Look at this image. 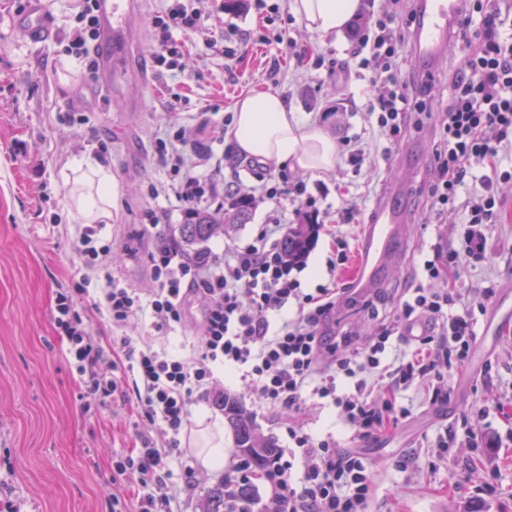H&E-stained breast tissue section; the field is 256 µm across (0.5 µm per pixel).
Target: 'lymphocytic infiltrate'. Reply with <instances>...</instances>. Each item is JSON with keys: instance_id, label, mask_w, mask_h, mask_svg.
<instances>
[{"instance_id": "obj_1", "label": "lymphocytic infiltrate", "mask_w": 512, "mask_h": 512, "mask_svg": "<svg viewBox=\"0 0 512 512\" xmlns=\"http://www.w3.org/2000/svg\"><path fill=\"white\" fill-rule=\"evenodd\" d=\"M393 5L363 29L352 57L370 72L368 115L390 142H401L413 130L431 131L433 178L419 193L435 218L463 211L467 228L459 246H432L419 284L400 299L396 320L377 324L361 347L345 351L327 331L345 291L302 287L281 252V217L219 258L208 251L188 254L175 237L157 233V211H145L141 226L154 235L147 254L148 295L111 277L95 303L119 332L111 350L94 342L75 309L74 295L86 293V286L59 290L53 309L62 352L85 377L88 397L103 408L117 401L134 404L137 418L153 428L149 434L135 431L137 447L112 459L114 474L138 477L133 489L113 494L112 512H173L168 459L191 423L193 394L209 392L215 364L242 367L244 391L273 410L298 413L309 399L329 400L337 421L359 439L409 416L397 395L414 381L430 384L432 401L448 398L451 371L469 357L475 313L495 294L490 287L476 293L459 288L446 278L460 264L487 259L482 228L498 223L501 212L493 187L512 180V167L502 165L512 156V0H463L453 37L464 60L451 77L453 92L443 108L435 107L429 84H412L401 72L419 0ZM201 17L195 0H167L153 17L158 35L151 59L157 72L176 68L182 47L177 37L200 33ZM190 139L185 127L167 128L157 153L173 180L148 189L188 210L210 204L213 189L188 152ZM192 296L202 303L205 333L191 359L127 335L141 316L156 335H167L182 324ZM283 309L291 317L271 328L269 313ZM288 435L293 446L287 458L274 462L279 512H367L372 465L359 449L340 447L330 434L313 435L294 420Z\"/></svg>"}]
</instances>
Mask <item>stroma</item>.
Segmentation results:
<instances>
[{"mask_svg":"<svg viewBox=\"0 0 512 512\" xmlns=\"http://www.w3.org/2000/svg\"><path fill=\"white\" fill-rule=\"evenodd\" d=\"M267 2L280 9L270 21L247 7L232 11L219 0H199L215 50L206 49L200 37L187 39L179 68L155 75L150 90L138 88L133 74H126V93L136 102L128 112L109 100L91 108L82 104L86 68L82 60L62 53L79 24L72 0H50L55 33L38 44L26 43L11 24L21 0H0V499L16 512H112V458L132 446L128 407L89 405L84 383L62 355L51 321L57 289L75 287L86 271L69 189L59 172L75 157L99 153V141L108 144L101 155L117 195L112 222L101 233L102 242L112 246V260L96 272L97 288L112 276L143 292L150 288L147 244L138 238L145 210L161 213V233H178L185 221L175 200L154 198L147 191L149 183L172 179L155 153L169 123L201 128V172L254 199L246 223L204 241L205 249L223 254L225 247L249 241L270 223L273 204L256 200L263 165L234 154L224 138V121L235 101L253 89L279 92L289 108L326 126L336 139L358 135L370 144L357 164L341 156L327 173L282 168L289 181L301 180L309 191L323 192L319 220L330 229L308 254L298 275L302 287L344 283L346 267L333 273L327 269L333 238L342 236L356 246L361 223L376 198L387 192H395L413 226L395 267L369 296L380 312L397 314L404 290L419 281L422 250L457 241L464 228V215L457 211L449 213L446 223L426 222L418 189L432 161L429 137L413 133L388 144L366 117L368 72L356 68L338 82L324 68L348 59L359 31L373 15L391 10V0H360L349 29L327 39L298 21L290 0ZM282 33L288 44L278 43ZM461 63L452 45L433 67L420 66L412 55L403 67L432 77L431 97L443 103L451 93L444 74ZM496 191L502 208L498 223L486 227L491 254L485 261L460 265L452 279L464 288H495L502 309L491 321L477 314L470 356L452 373L448 401L431 403L422 387L412 386L399 396L411 414L398 428L356 441L337 426L334 408L326 401H308L299 416L306 431L333 433L342 445L361 448L371 461V512H512V182L498 184ZM345 200L360 208L351 224L339 223L336 215ZM213 388L243 396L237 375L227 370H215ZM243 398L260 435L273 438L281 450L291 448L287 411ZM480 406L488 407V414L477 415ZM464 422L483 430L490 446L477 452L464 447L454 458H440L434 446L437 433ZM238 460L229 435L224 467L217 471L205 469L190 444L174 450L170 471L178 489L177 512H202L209 489L238 477ZM403 460L408 463L404 470L398 467ZM491 469L498 472L497 487L484 495L479 486Z\"/></svg>","mask_w":512,"mask_h":512,"instance_id":"obj_1","label":"stroma"}]
</instances>
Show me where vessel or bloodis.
<instances>
[{
  "mask_svg": "<svg viewBox=\"0 0 512 512\" xmlns=\"http://www.w3.org/2000/svg\"><path fill=\"white\" fill-rule=\"evenodd\" d=\"M460 0H421L417 28V58L428 66L441 59L448 35L459 16ZM137 6L134 0H96L95 13L100 24V40L95 47L98 73L88 78L85 88L92 96H120L125 64L135 38L132 24ZM11 23L26 41L49 39L55 18L49 0H25L23 10ZM408 213L395 196L381 198L373 218L364 226L361 252L352 273L351 286L364 293L374 288L384 269L394 260L406 231Z\"/></svg>",
  "mask_w": 512,
  "mask_h": 512,
  "instance_id": "b4317fda",
  "label": "vessel or blood"
}]
</instances>
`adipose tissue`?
<instances>
[{
	"instance_id": "obj_1",
	"label": "adipose tissue",
	"mask_w": 512,
	"mask_h": 512,
	"mask_svg": "<svg viewBox=\"0 0 512 512\" xmlns=\"http://www.w3.org/2000/svg\"><path fill=\"white\" fill-rule=\"evenodd\" d=\"M360 0H291L293 15L320 37L341 33L354 19ZM226 140L235 151L257 158L274 168L285 165L311 172L329 171L336 166V139L324 127L289 110L278 93L251 90L233 106V120ZM64 183L78 187L72 195L73 220L81 224H107L112 219L116 185L111 169L87 154L60 171ZM194 445L205 467L218 470L224 465V427L220 417L200 419Z\"/></svg>"
}]
</instances>
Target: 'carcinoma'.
I'll use <instances>...</instances> for the list:
<instances>
[{"instance_id": "cac0c4a2", "label": "carcinoma", "mask_w": 512, "mask_h": 512, "mask_svg": "<svg viewBox=\"0 0 512 512\" xmlns=\"http://www.w3.org/2000/svg\"><path fill=\"white\" fill-rule=\"evenodd\" d=\"M250 205V200L245 197L235 209L221 214L198 210L181 225L180 234L189 244L206 241L243 223ZM310 235L311 227L308 224H296L288 229L282 243L283 253L288 260L298 262L304 257L310 244ZM220 409L224 412V423L232 433L238 454L256 469L271 475L270 467L278 454L275 441L258 434L253 414L238 397L224 394ZM255 504L253 486L248 482L239 483L231 490L223 486L208 492L206 512H235L240 506L251 509Z\"/></svg>"}]
</instances>
